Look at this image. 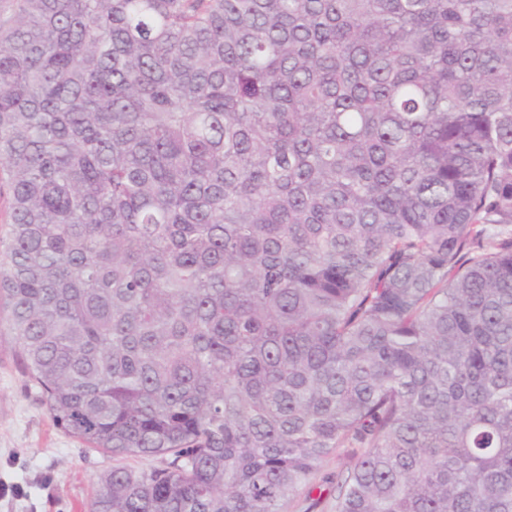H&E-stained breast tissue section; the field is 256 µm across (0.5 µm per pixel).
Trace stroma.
Returning a JSON list of instances; mask_svg holds the SVG:
<instances>
[{
  "mask_svg": "<svg viewBox=\"0 0 512 512\" xmlns=\"http://www.w3.org/2000/svg\"><path fill=\"white\" fill-rule=\"evenodd\" d=\"M157 464L86 447L56 425L13 338L0 335V512H87L112 467Z\"/></svg>",
  "mask_w": 512,
  "mask_h": 512,
  "instance_id": "1",
  "label": "stroma"
}]
</instances>
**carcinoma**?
Listing matches in <instances>:
<instances>
[{
  "instance_id": "obj_1",
  "label": "carcinoma",
  "mask_w": 512,
  "mask_h": 512,
  "mask_svg": "<svg viewBox=\"0 0 512 512\" xmlns=\"http://www.w3.org/2000/svg\"><path fill=\"white\" fill-rule=\"evenodd\" d=\"M0 186L89 512H512V0H0Z\"/></svg>"
}]
</instances>
